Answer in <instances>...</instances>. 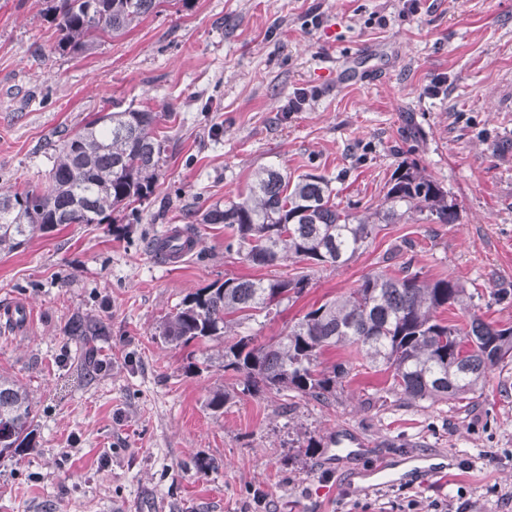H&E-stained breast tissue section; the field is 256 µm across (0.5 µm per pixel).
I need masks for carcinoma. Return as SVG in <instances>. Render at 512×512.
<instances>
[{
    "mask_svg": "<svg viewBox=\"0 0 512 512\" xmlns=\"http://www.w3.org/2000/svg\"><path fill=\"white\" fill-rule=\"evenodd\" d=\"M172 2L187 0H45L55 24V50L84 54L106 39L129 33ZM157 113L127 107L98 113L54 145L44 187L0 192V252L10 253L38 233L62 225L103 224L112 213L153 194L167 150ZM333 180L277 169L254 173L245 197L214 206L204 224H222L232 236L225 246L238 260L276 267L289 261L341 267L361 255L384 224L417 216L430 224H456L459 213L446 190L414 160L397 164L373 211L352 213L336 203ZM307 278L229 277L185 296L165 315L160 338L184 345L224 337V373L250 395L292 391L317 401L336 395L360 360L388 375L387 391L411 403L454 401L475 391L487 374L512 359V326L472 313L463 321L443 311L473 300L449 278L430 280L403 266L399 273L365 276L340 297L311 308L269 344L237 332L268 318L273 308L301 295ZM102 327L84 319L71 336H98ZM343 348L349 358L320 370L319 358ZM34 407L27 390L0 375V457L30 447Z\"/></svg>",
    "mask_w": 512,
    "mask_h": 512,
    "instance_id": "cac0c4a2",
    "label": "carcinoma"
}]
</instances>
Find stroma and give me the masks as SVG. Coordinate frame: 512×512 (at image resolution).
Listing matches in <instances>:
<instances>
[{
	"label": "stroma",
	"mask_w": 512,
	"mask_h": 512,
	"mask_svg": "<svg viewBox=\"0 0 512 512\" xmlns=\"http://www.w3.org/2000/svg\"><path fill=\"white\" fill-rule=\"evenodd\" d=\"M408 2L188 0L77 55L54 51L42 0H0V187L43 182L53 144L110 101L157 112L167 137L137 216L0 254V308L32 314L24 332L0 324V374L37 411L31 447L0 458V512H512V363L463 400L411 404L387 393L386 373L355 366L329 402L241 394L216 413L207 400L231 383L223 339L157 335L197 289L298 272L239 262L228 230L201 221L256 170L326 175L351 207L378 203L406 158L447 189L459 223L387 225L347 266L309 268L304 292L244 333L285 336L405 239L401 261L453 277L481 294L484 320L512 324V0ZM301 88L308 104L286 111ZM187 224L197 249L158 260L148 239ZM75 317L103 335H69ZM342 431L362 446L336 466ZM429 454L440 469L417 478L410 461Z\"/></svg>",
	"instance_id": "35a3bbf8"
}]
</instances>
